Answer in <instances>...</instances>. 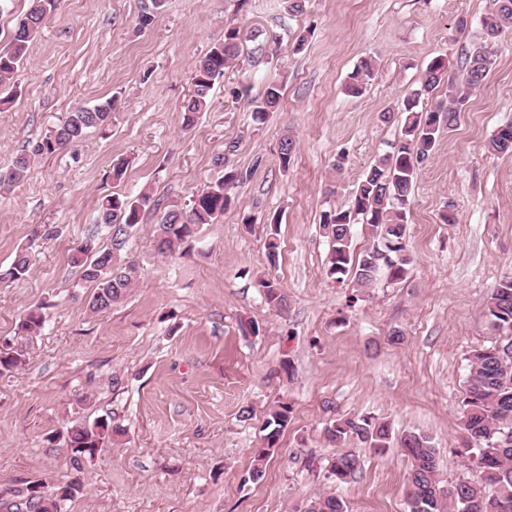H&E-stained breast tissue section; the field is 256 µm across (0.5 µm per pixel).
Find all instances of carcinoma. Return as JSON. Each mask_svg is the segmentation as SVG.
Segmentation results:
<instances>
[{
  "label": "carcinoma",
  "instance_id": "cac0c4a2",
  "mask_svg": "<svg viewBox=\"0 0 512 512\" xmlns=\"http://www.w3.org/2000/svg\"><path fill=\"white\" fill-rule=\"evenodd\" d=\"M164 6V0H149L139 14L138 24L151 26ZM55 7V0H30L29 8L15 28L9 47L0 52V89L10 86L17 70L29 55V49ZM512 30V0H490L481 19L480 33L462 63L464 83L458 85L448 72V63L435 57L421 77L418 92L408 98L403 136L397 150L376 159L365 171L354 194L353 208L337 209L323 214L322 224L331 240L332 251L327 267L328 278L340 281L351 274L360 287H368L381 269L392 279L403 278L411 262L406 244V212L420 167L432 155L442 128L453 129L460 112L467 106L469 92L486 80L493 59L488 43ZM243 35L237 27L227 28L224 42L214 45L194 65L192 90L183 105V125L193 126L197 114L210 103V91L225 70L237 64ZM376 61L364 59L350 77L345 90L360 96L374 79ZM448 83V100L429 110L417 109L423 95ZM283 85L270 83L264 91L255 119L261 121L281 104ZM115 102L107 99L91 107H77L59 125L36 141L30 150L15 157L8 169L0 170V189H9L24 180L35 163L61 149L81 144L93 130L112 125ZM488 149L495 155H512V124L495 133ZM213 163L220 176L197 191L189 210L170 206L155 224L154 242L158 252L175 250L200 226L213 224L230 204L227 189L243 181L244 174L227 165L224 153ZM152 207V195L146 191L135 198L107 196L98 207L97 223L113 230L114 243L99 250L88 238L72 249L70 262L81 270L82 279L96 284L90 297L91 311L99 312L121 302L130 288V279L119 265L126 229L142 220L144 211ZM362 216L373 228L376 242L355 256L351 250L354 217ZM33 264L30 247L19 248L10 265L0 269V280L25 279ZM267 303L278 309L287 306V297L273 279L260 281ZM484 312L491 331L488 340L468 356V392L461 404V423L466 433L465 456L479 474L476 480L462 478L446 487L439 471L440 450L432 438L421 432H408L400 438L399 447L408 463L406 497L409 512H512V276H505L486 299ZM45 317L33 309L19 319L17 333L29 336L39 331ZM292 407L280 403L268 412L263 430V447L257 449L248 480L257 483L265 475V461L277 449L287 429ZM126 429L113 419H98L91 424H78L67 429L71 464L81 472L82 463L92 459L107 444L118 445ZM326 441L333 445L353 438L383 455L390 448L392 431L385 421L370 415L339 417L324 429ZM362 469V458L354 450H345L329 462L327 479L335 484H348ZM79 487L61 482L44 487L42 494L31 497L21 491L9 504L7 512H63ZM303 512H346L343 499L334 494H318L306 501Z\"/></svg>",
  "mask_w": 512,
  "mask_h": 512
}]
</instances>
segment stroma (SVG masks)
<instances>
[{"instance_id": "stroma-1", "label": "stroma", "mask_w": 512, "mask_h": 512, "mask_svg": "<svg viewBox=\"0 0 512 512\" xmlns=\"http://www.w3.org/2000/svg\"><path fill=\"white\" fill-rule=\"evenodd\" d=\"M141 6L59 0L14 76V102L0 105L1 169L75 107L117 101L109 130L44 157L0 191V268L20 247L36 254L25 280H0V341L25 354L0 373V492L62 480L72 471L67 428L107 416L127 434L84 463L64 512H300L325 491L348 512H407L398 449L381 457L349 440L361 471L346 485L327 480L338 448L323 430L339 415L386 419L397 438L428 434L441 450L444 483L477 479L460 453V406L468 356L490 334L484 301L512 274V156L486 149L512 123V31L490 43L487 80L418 173L406 278L383 271L359 288L352 277H327L331 243L320 218L351 207L371 162L399 144L400 108L434 57L446 55L462 77L461 57L489 0H306L295 15L283 0H165L146 29ZM231 24L246 34L238 64L184 128L193 65ZM366 58L377 75L362 96H348L344 87ZM272 81L283 98L260 123L254 111ZM387 111L391 121H381ZM287 132L297 150L284 165L278 146ZM224 151L247 174L229 209L175 253H158L160 211L189 208L217 178L213 158ZM120 159L127 169L116 181ZM145 190L159 208L128 231V293L91 312L95 287L70 266V250L90 236L109 247L110 231L96 224L101 198ZM446 211L455 223L442 222ZM263 278L280 283L286 309L266 303ZM39 304L43 329L16 335L19 316ZM247 323L259 334H243ZM395 328L403 343L390 342ZM286 359L293 374L281 367ZM281 402L291 405V421L264 478L251 482L267 413Z\"/></svg>"}]
</instances>
